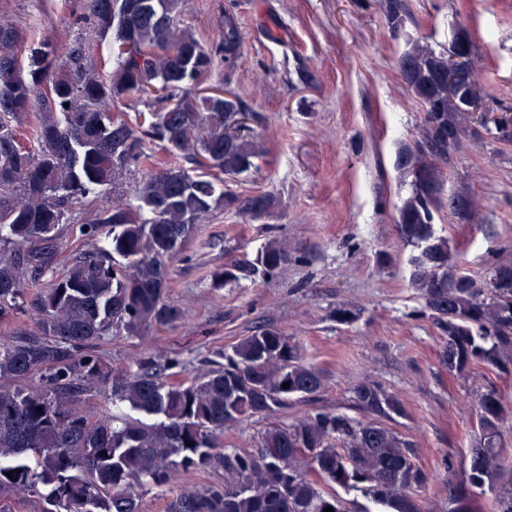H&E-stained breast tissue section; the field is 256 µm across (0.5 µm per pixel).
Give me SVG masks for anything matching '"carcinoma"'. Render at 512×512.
Here are the masks:
<instances>
[{
	"label": "carcinoma",
	"instance_id": "obj_1",
	"mask_svg": "<svg viewBox=\"0 0 512 512\" xmlns=\"http://www.w3.org/2000/svg\"><path fill=\"white\" fill-rule=\"evenodd\" d=\"M181 4L83 0L81 20L112 40L115 67L107 74L89 60L82 37L63 52L48 35L31 48L24 33L0 26V319L27 314L36 326L0 345V491L39 494L45 487L44 512H141L142 486H167L182 472L220 464L224 482L176 495L169 512H345L337 492L308 477L306 463L325 483L359 489L386 512H421L414 491L428 475L413 463L410 444L385 424L404 413L402 403L374 383L353 386L356 417L317 411L268 428L256 453L215 451L224 429L324 388L321 372L303 363L296 344L274 326L240 339L224 362L191 382L166 379L176 362L150 359L107 380L102 338L183 317L167 300L170 267L198 225L221 206L251 219L273 207L266 193L240 200L216 190L214 174L236 179L259 157L254 113L231 91L201 89L215 60L234 59L242 40L228 17L204 46L180 23ZM380 4L389 28L401 31V0ZM397 65L423 108L417 139L401 144L393 162L399 182L409 186L396 223L402 241L417 250L410 285L447 336L440 359L448 371L511 373L512 259L491 267L500 277L492 292L488 276L466 272L448 238L433 228L434 213L446 205L445 167L477 135L468 107L479 99L470 37L458 29L446 51L410 39ZM450 86L461 93L448 96ZM131 95L148 108L134 124L116 113ZM30 114L37 124L23 138L19 128ZM155 145L168 159L153 161L133 200L96 206L85 223L82 237L93 242L104 230L103 245L78 252L66 273L28 303L25 286L54 264L67 204L109 190L128 166L152 161ZM181 158L201 172L191 175ZM450 198L448 213L477 219L466 191ZM29 243L39 247L26 252ZM285 261V248L271 239L252 268L215 269L211 287L247 271L274 276ZM39 369V384L14 385ZM95 391L112 401V418L93 420L77 410ZM478 409V451L461 476L448 470L450 512H487L488 491L493 512H512V480L503 481L499 444L512 412L494 390L481 395Z\"/></svg>",
	"mask_w": 512,
	"mask_h": 512
}]
</instances>
